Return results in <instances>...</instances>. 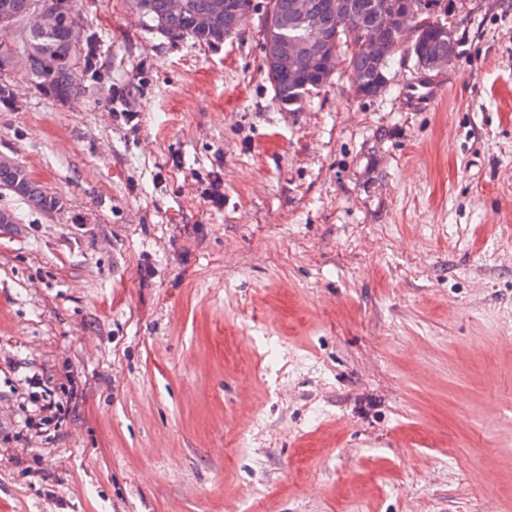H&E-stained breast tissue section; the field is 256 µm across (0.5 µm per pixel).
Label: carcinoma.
<instances>
[{"label": "carcinoma", "mask_w": 512, "mask_h": 512, "mask_svg": "<svg viewBox=\"0 0 512 512\" xmlns=\"http://www.w3.org/2000/svg\"><path fill=\"white\" fill-rule=\"evenodd\" d=\"M405 2L417 6L420 0H348L349 13L343 20L332 15L328 0H303V10L294 9L295 0H267L274 20L262 30L264 50L270 51L280 43L302 42L306 49L286 71L269 70L263 59V70L275 100L283 107L298 106L304 97L324 86L314 62V34L338 39V48L348 52L349 70L366 93L371 94L386 83L385 71L394 52L402 45L399 36L392 37L391 52L383 59H373L362 53L357 44L368 29H359L360 20H369L381 6ZM233 10L227 21L201 30L195 27V17L212 9V0H185L183 12H169L167 0H129L131 7L150 22V27L172 38L189 36L198 41L218 44L238 31L243 14L253 9L252 0H232ZM35 0H0V18L28 26L21 29L18 43L0 46V75L10 70V60L19 50L29 54V70L39 85L59 99H68L81 92L83 72L89 53L76 46L72 30L82 26L78 0H66L65 17L52 26L38 21ZM453 37H443L433 29L424 30L410 45L409 53L416 64L427 70L440 60L454 57ZM0 186L11 190L38 206L48 208L52 200L45 196L25 170L14 163L0 161Z\"/></svg>", "instance_id": "cac0c4a2"}]
</instances>
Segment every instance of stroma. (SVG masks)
I'll use <instances>...</instances> for the list:
<instances>
[{
    "instance_id": "obj_1",
    "label": "stroma",
    "mask_w": 512,
    "mask_h": 512,
    "mask_svg": "<svg viewBox=\"0 0 512 512\" xmlns=\"http://www.w3.org/2000/svg\"><path fill=\"white\" fill-rule=\"evenodd\" d=\"M265 2L208 45L81 0L98 77L10 71L0 157L56 205L0 188V512H512V0L296 112ZM34 374L67 411L30 452Z\"/></svg>"
}]
</instances>
